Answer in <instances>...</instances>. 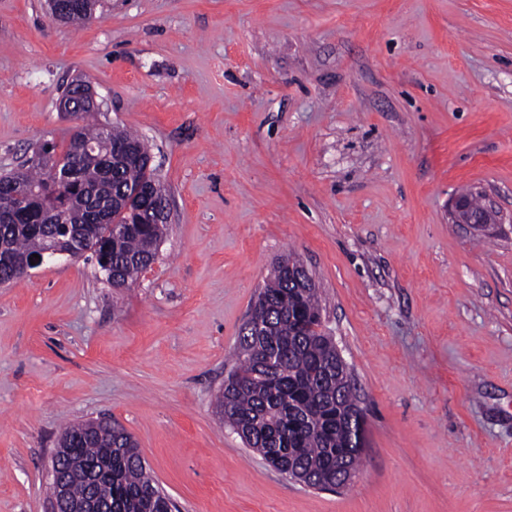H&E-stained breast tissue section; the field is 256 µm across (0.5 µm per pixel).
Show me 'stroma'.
I'll return each instance as SVG.
<instances>
[{"label":"stroma","instance_id":"35a3bbf8","mask_svg":"<svg viewBox=\"0 0 512 512\" xmlns=\"http://www.w3.org/2000/svg\"><path fill=\"white\" fill-rule=\"evenodd\" d=\"M0 0V173L79 76L171 199L119 291L61 259L0 286V512H46L65 425L132 434L177 512H512V0ZM472 192L502 223H453ZM303 263L364 413L317 490L214 411L277 258Z\"/></svg>","mask_w":512,"mask_h":512}]
</instances>
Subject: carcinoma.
Segmentation results:
<instances>
[{
  "mask_svg": "<svg viewBox=\"0 0 512 512\" xmlns=\"http://www.w3.org/2000/svg\"><path fill=\"white\" fill-rule=\"evenodd\" d=\"M77 113L66 147L44 142L41 161L27 160L0 176V281L20 282L18 268L30 255L55 244L90 249L99 269L110 265L111 285L128 288L155 262L168 230L166 188L149 165L138 135ZM97 147L88 159L80 145ZM77 178L56 182L59 161ZM253 307L263 315L255 331L243 325L236 362L215 400V412L247 447L280 473L306 475L314 488L336 484V462L358 469L364 415L345 382L333 337L323 331L318 289L288 273L278 260ZM67 479L81 487L86 467L104 473L90 486L112 512H167L168 502L148 474L133 437L108 418L96 427L78 423L58 439Z\"/></svg>",
  "mask_w": 512,
  "mask_h": 512,
  "instance_id": "cac0c4a2",
  "label": "carcinoma"
}]
</instances>
